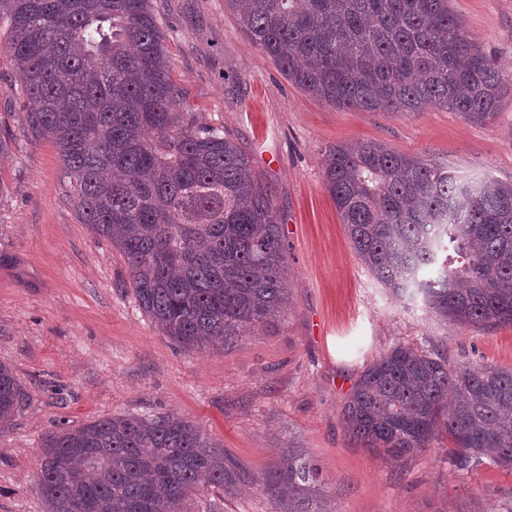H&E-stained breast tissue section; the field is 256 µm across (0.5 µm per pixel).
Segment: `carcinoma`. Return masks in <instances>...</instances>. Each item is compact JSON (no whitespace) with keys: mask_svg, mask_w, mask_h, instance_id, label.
<instances>
[{"mask_svg":"<svg viewBox=\"0 0 512 512\" xmlns=\"http://www.w3.org/2000/svg\"><path fill=\"white\" fill-rule=\"evenodd\" d=\"M249 41L304 92L342 109L446 107L492 122L512 96L448 0H225ZM5 49L36 104L32 132L59 148L64 197L126 260L139 307L186 351L273 325L288 303L277 208L247 151L188 110L152 0H0ZM326 190L361 262L441 321L512 327V185L429 156L338 144ZM27 400L0 364V427ZM350 437L398 463L443 430L450 469L512 470V369L397 345L342 409ZM255 480L275 512H334L302 448ZM240 481L221 444L170 414L114 415L49 431L46 512H185Z\"/></svg>","mask_w":512,"mask_h":512,"instance_id":"1","label":"carcinoma"}]
</instances>
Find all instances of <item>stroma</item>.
I'll return each mask as SVG.
<instances>
[{
	"label": "stroma",
	"instance_id": "35a3bbf8",
	"mask_svg": "<svg viewBox=\"0 0 512 512\" xmlns=\"http://www.w3.org/2000/svg\"><path fill=\"white\" fill-rule=\"evenodd\" d=\"M173 80L190 111L244 147L271 192L288 246V310L272 326L187 352L138 308L128 266L61 195L58 147L30 131L16 64L0 51V364L29 394L0 430V512H44L42 439L107 415L175 413L224 446L241 481L194 495L191 512H273L254 481L278 449H306L338 512H487L512 507V471L465 476L448 439L390 464L351 439L341 411L362 371L397 344L512 369V328L456 326L397 299L366 269L326 190L339 143L430 155L458 174L512 184V99L475 126L447 108L415 114L339 109L295 86L254 47L224 0H153ZM512 80V0H450Z\"/></svg>",
	"mask_w": 512,
	"mask_h": 512
}]
</instances>
